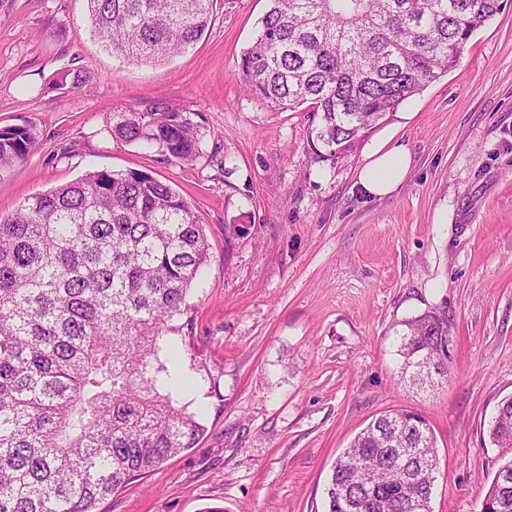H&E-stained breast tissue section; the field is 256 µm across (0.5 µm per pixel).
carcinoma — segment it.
<instances>
[{
    "mask_svg": "<svg viewBox=\"0 0 512 512\" xmlns=\"http://www.w3.org/2000/svg\"><path fill=\"white\" fill-rule=\"evenodd\" d=\"M101 47L128 61L183 54L212 21L213 0H86ZM240 71L254 95L314 105V155L334 160L400 104L454 68L475 31L507 0H270ZM157 102L120 112L112 136L192 162L201 126ZM37 143L0 128V170ZM199 217L143 171L92 170L23 201L0 219V512H94L136 476L204 432L178 405L179 377L161 359L208 261ZM401 379L416 383L448 336L445 316L404 321ZM490 436L512 448V396ZM437 450L427 420L385 413L337 457L326 512H432ZM480 512H512V460Z\"/></svg>",
    "mask_w": 512,
    "mask_h": 512,
    "instance_id": "cac0c4a2",
    "label": "carcinoma"
}]
</instances>
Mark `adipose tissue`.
I'll use <instances>...</instances> for the list:
<instances>
[{"label": "adipose tissue", "mask_w": 512, "mask_h": 512, "mask_svg": "<svg viewBox=\"0 0 512 512\" xmlns=\"http://www.w3.org/2000/svg\"><path fill=\"white\" fill-rule=\"evenodd\" d=\"M394 137V130H385L367 149L358 182L370 195L382 197L393 193L410 168L408 152L403 146L394 144Z\"/></svg>", "instance_id": "ef3b65f1"}]
</instances>
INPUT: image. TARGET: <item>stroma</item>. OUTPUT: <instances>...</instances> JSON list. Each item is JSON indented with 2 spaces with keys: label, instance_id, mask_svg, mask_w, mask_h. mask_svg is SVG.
Listing matches in <instances>:
<instances>
[{
  "label": "stroma",
  "instance_id": "35a3bbf8",
  "mask_svg": "<svg viewBox=\"0 0 512 512\" xmlns=\"http://www.w3.org/2000/svg\"><path fill=\"white\" fill-rule=\"evenodd\" d=\"M269 8L213 0L192 50L146 65L100 47L86 0H0V128L38 136L0 171V218L89 170L145 171L210 244L167 333L194 379L178 400L205 432L96 512H324L337 456L392 409L434 430L432 512H478L512 459L489 436L512 395V4L390 114L411 165L380 198L357 183L365 144L319 161L309 105L246 88L242 52ZM157 101L195 113L196 161L112 138L113 113ZM228 224L243 230L225 239ZM427 311L448 318L450 379L420 389L399 381L396 332Z\"/></svg>",
  "mask_w": 512,
  "mask_h": 512
}]
</instances>
